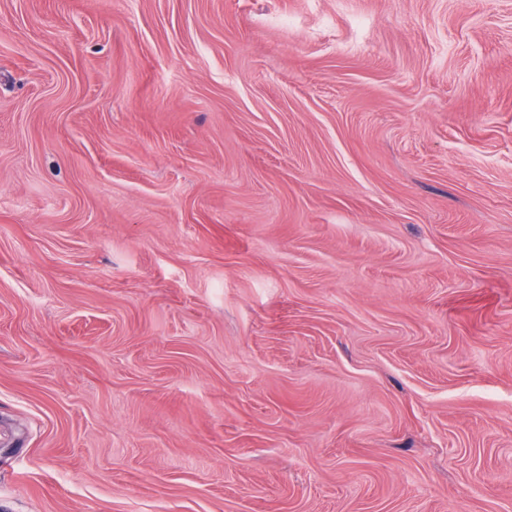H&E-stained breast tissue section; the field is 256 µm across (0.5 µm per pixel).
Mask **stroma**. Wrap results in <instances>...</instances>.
<instances>
[{"label":"stroma","mask_w":512,"mask_h":512,"mask_svg":"<svg viewBox=\"0 0 512 512\" xmlns=\"http://www.w3.org/2000/svg\"><path fill=\"white\" fill-rule=\"evenodd\" d=\"M0 512H512V0H0Z\"/></svg>","instance_id":"stroma-1"}]
</instances>
